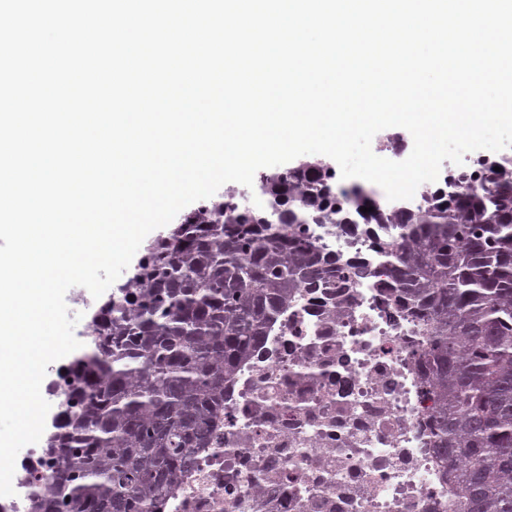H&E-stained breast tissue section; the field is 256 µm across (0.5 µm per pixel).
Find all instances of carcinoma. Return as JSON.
Wrapping results in <instances>:
<instances>
[{
    "instance_id": "carcinoma-1",
    "label": "carcinoma",
    "mask_w": 512,
    "mask_h": 512,
    "mask_svg": "<svg viewBox=\"0 0 512 512\" xmlns=\"http://www.w3.org/2000/svg\"><path fill=\"white\" fill-rule=\"evenodd\" d=\"M276 222L227 194L146 248L98 308L85 350L53 381L63 395L29 466L26 512H153L205 447L224 387L303 288H346L364 267L319 247L310 224H387V270L432 336L435 452L460 512H512V160L480 181L460 170L416 204L372 205L319 159L258 178ZM373 207L364 213L362 207Z\"/></svg>"
}]
</instances>
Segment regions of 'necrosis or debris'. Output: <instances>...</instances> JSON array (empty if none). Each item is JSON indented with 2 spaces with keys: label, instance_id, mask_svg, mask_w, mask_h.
<instances>
[{
  "label": "necrosis or debris",
  "instance_id": "1",
  "mask_svg": "<svg viewBox=\"0 0 512 512\" xmlns=\"http://www.w3.org/2000/svg\"><path fill=\"white\" fill-rule=\"evenodd\" d=\"M371 273L302 292L238 371L207 447L155 512H450L420 313L378 271L379 225L314 227Z\"/></svg>",
  "mask_w": 512,
  "mask_h": 512
}]
</instances>
